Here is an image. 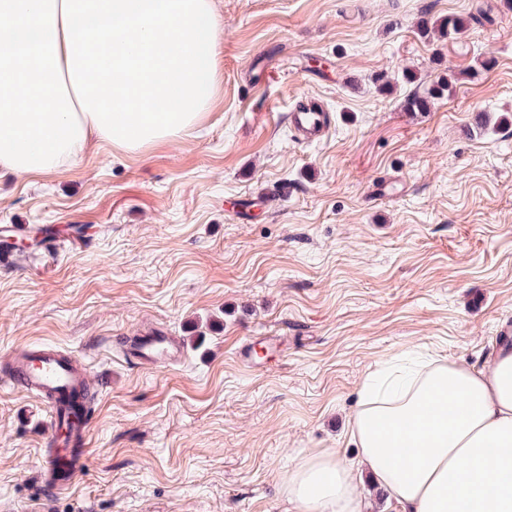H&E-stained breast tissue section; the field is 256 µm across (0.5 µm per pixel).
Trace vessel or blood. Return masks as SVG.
Here are the masks:
<instances>
[{"mask_svg": "<svg viewBox=\"0 0 512 512\" xmlns=\"http://www.w3.org/2000/svg\"><path fill=\"white\" fill-rule=\"evenodd\" d=\"M288 119L298 138L306 142L323 138L331 127L330 114L316 96H302ZM128 351L138 364L151 368L173 365L183 358L180 339L160 327L130 341ZM10 379L22 392L43 402L50 412L47 443L52 452L42 466L45 488L70 489L87 462L89 421L73 415L82 386L90 382L87 370L53 346L30 345L15 358Z\"/></svg>", "mask_w": 512, "mask_h": 512, "instance_id": "1", "label": "vessel or blood"}]
</instances>
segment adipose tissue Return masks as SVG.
I'll return each mask as SVG.
<instances>
[{
    "label": "adipose tissue",
    "mask_w": 512,
    "mask_h": 512,
    "mask_svg": "<svg viewBox=\"0 0 512 512\" xmlns=\"http://www.w3.org/2000/svg\"><path fill=\"white\" fill-rule=\"evenodd\" d=\"M223 26L213 0H0V168L75 161L91 138L137 152L180 139L213 104ZM356 466L303 456L296 512H364L369 471L402 512H512V344L474 368L391 365L349 421Z\"/></svg>",
    "instance_id": "ef3b65f1"
}]
</instances>
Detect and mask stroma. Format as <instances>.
Returning <instances> with one entry per match:
<instances>
[{"mask_svg":"<svg viewBox=\"0 0 512 512\" xmlns=\"http://www.w3.org/2000/svg\"><path fill=\"white\" fill-rule=\"evenodd\" d=\"M479 2L215 0L221 81L187 137L138 154L94 142L47 174L0 169V225L92 233L0 268V512H295V459L355 460L347 427L368 374L413 352L486 362L512 329V10L488 0L491 21L455 41L417 30ZM450 70L467 74L452 96L404 110ZM304 94L331 115L309 145L286 118ZM477 110L498 125L468 133ZM383 180L396 193L373 198ZM284 183L287 198L239 219ZM150 325L184 340L180 364L126 361L119 339ZM38 343L96 383L88 465L58 496L42 486L48 411L4 372Z\"/></svg>","mask_w":512,"mask_h":512,"instance_id":"35a3bbf8","label":"stroma"}]
</instances>
